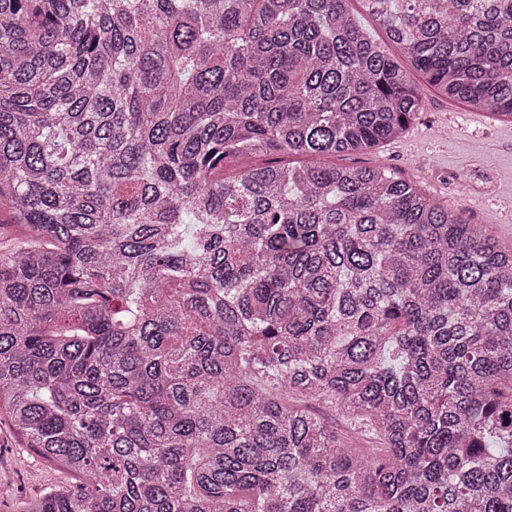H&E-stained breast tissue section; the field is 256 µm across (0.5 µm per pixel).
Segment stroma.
Masks as SVG:
<instances>
[{"label":"stroma","mask_w":512,"mask_h":512,"mask_svg":"<svg viewBox=\"0 0 512 512\" xmlns=\"http://www.w3.org/2000/svg\"><path fill=\"white\" fill-rule=\"evenodd\" d=\"M421 105L408 128L376 147L333 157V164L382 167L398 172L422 192L512 247V120L448 99L420 85ZM14 435L0 412V512H19L42 485L71 477L43 461L18 467Z\"/></svg>","instance_id":"35a3bbf8"}]
</instances>
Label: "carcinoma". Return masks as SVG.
Masks as SVG:
<instances>
[{
	"label": "carcinoma",
	"mask_w": 512,
	"mask_h": 512,
	"mask_svg": "<svg viewBox=\"0 0 512 512\" xmlns=\"http://www.w3.org/2000/svg\"><path fill=\"white\" fill-rule=\"evenodd\" d=\"M349 2L0 0L22 512H512V249L324 162L416 72L512 119V0H361L409 69ZM351 7L353 9V13L357 17L359 23L362 25V27L370 34V36L375 39L377 42L386 43V47L389 48V50L399 58L400 62L404 66H408L407 59L399 54L397 49L391 45L386 38L384 30L371 18V16L368 15V13L365 11V9L362 6V3L360 1H352Z\"/></svg>",
	"instance_id": "carcinoma-1"
}]
</instances>
